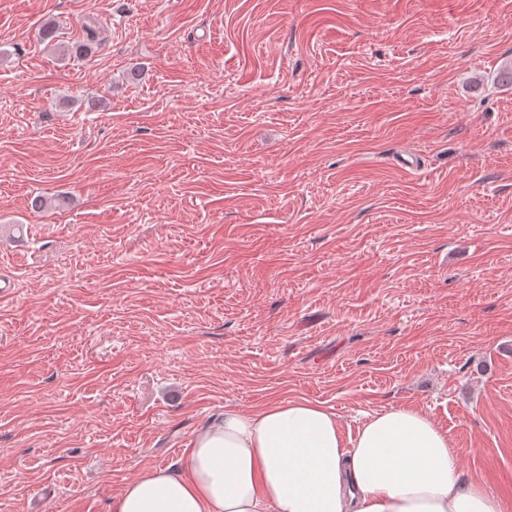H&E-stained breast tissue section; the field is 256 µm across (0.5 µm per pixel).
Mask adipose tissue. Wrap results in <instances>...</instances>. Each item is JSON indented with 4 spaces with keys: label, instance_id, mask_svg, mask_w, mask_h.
I'll list each match as a JSON object with an SVG mask.
<instances>
[{
    "label": "adipose tissue",
    "instance_id": "obj_1",
    "mask_svg": "<svg viewBox=\"0 0 512 512\" xmlns=\"http://www.w3.org/2000/svg\"><path fill=\"white\" fill-rule=\"evenodd\" d=\"M112 512H505L462 478L448 433L411 406L367 417L355 436L305 399L225 410L176 468L138 474Z\"/></svg>",
    "mask_w": 512,
    "mask_h": 512
}]
</instances>
